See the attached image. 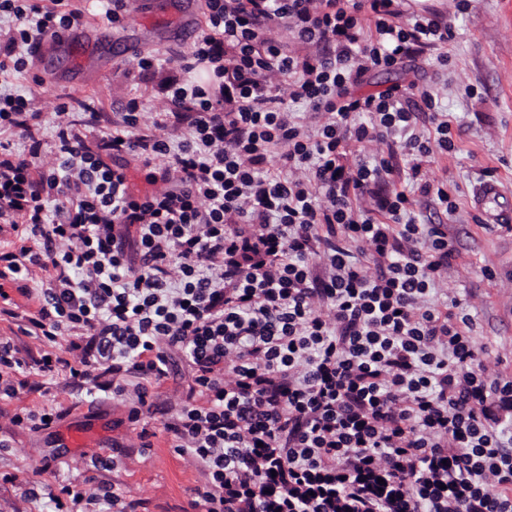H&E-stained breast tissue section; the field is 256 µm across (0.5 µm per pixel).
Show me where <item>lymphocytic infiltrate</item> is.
Instances as JSON below:
<instances>
[{"label":"lymphocytic infiltrate","mask_w":512,"mask_h":512,"mask_svg":"<svg viewBox=\"0 0 512 512\" xmlns=\"http://www.w3.org/2000/svg\"><path fill=\"white\" fill-rule=\"evenodd\" d=\"M204 6L157 132L134 99L88 146L99 114L83 102L55 121L41 170L30 101L2 80L82 13L0 0V128L24 136L0 141V225L16 238L0 282L25 294L48 274L23 329L52 347L38 371L129 395L136 423L181 353L191 382L163 429L204 477L193 512H512V380L480 370L472 318L438 288L448 227L414 211L421 196L456 209L422 173L455 150L451 124L431 92L356 91L447 43L450 23L402 19L397 0ZM379 140L387 152L347 164ZM128 156L153 191H131ZM63 336L76 359L54 351Z\"/></svg>","instance_id":"f902f5d3"}]
</instances>
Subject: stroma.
<instances>
[{
	"instance_id": "1",
	"label": "stroma",
	"mask_w": 512,
	"mask_h": 512,
	"mask_svg": "<svg viewBox=\"0 0 512 512\" xmlns=\"http://www.w3.org/2000/svg\"><path fill=\"white\" fill-rule=\"evenodd\" d=\"M83 11V23L72 29L62 47L43 41L23 73L12 76L18 93L32 98L44 139L37 167L56 158L53 122L58 106L90 102L105 115L123 111L138 98L145 113L161 106L169 85L181 78V57L187 56L193 31L204 21L202 0H130L121 22L105 17L99 0H71ZM450 0H425L424 10L447 13L453 37L448 44L420 55L406 67L375 71L358 90L378 93L400 84L433 91L439 109L459 129L455 151L436 154L429 175L447 180L458 210L448 219V237L458 257L448 273V290L462 299L474 319L473 335L488 374L512 378V223L492 224L475 204L484 180L500 187L512 200V0H471L468 10H451ZM111 27L112 40L94 41L90 33ZM69 54L73 72L54 78L43 75L45 64ZM160 53L164 68L140 73L136 59ZM446 64H436L439 55ZM187 368L175 360L169 378L149 387L154 408L140 424L128 419L129 405L119 397L90 400L70 386L65 376L46 380L40 391L0 400V512H52L50 494L59 483L85 491L114 485L130 498L143 500L146 512H186L200 473L171 448L163 429L166 415L175 414L187 390ZM50 406L61 417L52 428L35 430L15 424V414ZM82 428L87 441L73 446L69 435ZM151 434V448L141 446V430ZM111 456L109 468L93 467V457ZM51 468L37 478V496L23 493L21 479L33 476L36 462Z\"/></svg>"
}]
</instances>
